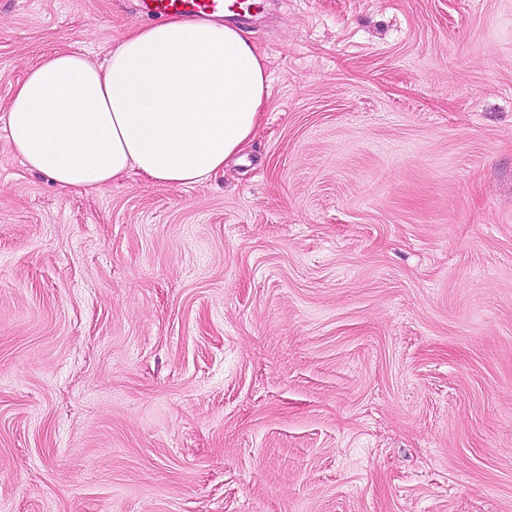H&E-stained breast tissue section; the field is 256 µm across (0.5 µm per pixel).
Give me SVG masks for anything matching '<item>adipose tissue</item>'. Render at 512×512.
<instances>
[{"label":"adipose tissue","instance_id":"ef3b65f1","mask_svg":"<svg viewBox=\"0 0 512 512\" xmlns=\"http://www.w3.org/2000/svg\"><path fill=\"white\" fill-rule=\"evenodd\" d=\"M268 89L242 30L170 19L132 28L103 64L44 57L16 82L5 131L25 166L62 189L133 176L200 184L251 143Z\"/></svg>","mask_w":512,"mask_h":512}]
</instances>
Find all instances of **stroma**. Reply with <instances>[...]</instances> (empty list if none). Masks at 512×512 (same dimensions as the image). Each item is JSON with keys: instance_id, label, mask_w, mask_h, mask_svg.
I'll return each mask as SVG.
<instances>
[{"instance_id": "1", "label": "stroma", "mask_w": 512, "mask_h": 512, "mask_svg": "<svg viewBox=\"0 0 512 512\" xmlns=\"http://www.w3.org/2000/svg\"><path fill=\"white\" fill-rule=\"evenodd\" d=\"M140 0H0V120ZM202 184L63 190L0 131V512H512V0H254Z\"/></svg>"}]
</instances>
